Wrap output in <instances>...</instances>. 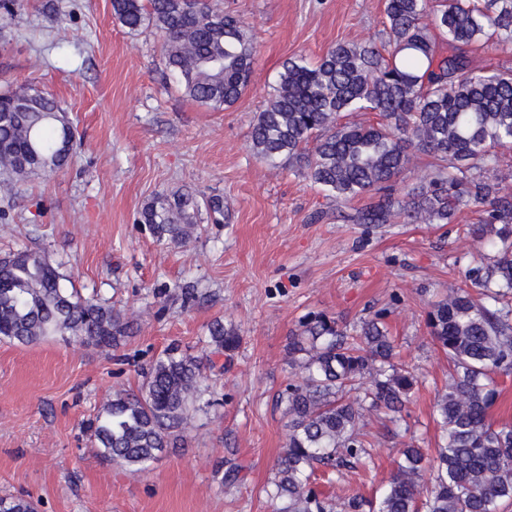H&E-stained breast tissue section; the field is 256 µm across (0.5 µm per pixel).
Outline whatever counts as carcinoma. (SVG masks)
Instances as JSON below:
<instances>
[{
	"mask_svg": "<svg viewBox=\"0 0 512 512\" xmlns=\"http://www.w3.org/2000/svg\"><path fill=\"white\" fill-rule=\"evenodd\" d=\"M387 52L374 42L338 43L317 62L285 61L250 131L253 154L270 165L303 170L328 195L368 203L343 219L352 224H450L469 208L468 233L495 251L493 262L463 269L465 287L426 313V326L448 356V385L431 418L441 431L435 453L399 449L395 470L375 498L340 500L320 490L344 468L370 472L362 431L367 415L402 414L418 376L396 362L395 341L377 312L348 333L324 312L307 314L288 336L290 379L277 395L288 439L265 488L276 512H503L512 506V424L491 417L512 373V192L480 176L512 150V67L479 69L471 53L488 42L512 50V0H383ZM127 32L163 37L162 62L183 95L222 111L247 90L255 44L238 15L208 0H112ZM441 30V51L430 27ZM369 110L379 120L338 123L343 112ZM65 110L52 95L22 84L0 96V191L57 172L74 148L60 153ZM432 159L420 183H407L412 157ZM224 216L219 196L192 190L156 192L139 222L156 241L187 242L201 211ZM71 278L35 250L0 258V339L21 344L60 336L112 347L132 323L112 307L67 286ZM213 352L231 359L237 328L209 327ZM204 360L171 347L142 371L135 391L118 390L87 432L98 454L144 474L184 432L208 388ZM355 396H349V393ZM0 512H35L30 500L0 496Z\"/></svg>",
	"mask_w": 512,
	"mask_h": 512,
	"instance_id": "carcinoma-1",
	"label": "carcinoma"
}]
</instances>
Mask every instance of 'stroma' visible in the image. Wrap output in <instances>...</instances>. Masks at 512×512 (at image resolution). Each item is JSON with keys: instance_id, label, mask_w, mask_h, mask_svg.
<instances>
[{"instance_id": "1", "label": "stroma", "mask_w": 512, "mask_h": 512, "mask_svg": "<svg viewBox=\"0 0 512 512\" xmlns=\"http://www.w3.org/2000/svg\"><path fill=\"white\" fill-rule=\"evenodd\" d=\"M209 3L239 14L257 48L248 89L221 112L177 89L161 38L128 34L112 0H15L0 25V92L29 83L53 94L79 137L62 171L0 196V256L45 252L84 296L134 323L114 350L0 341V495L32 498L37 512H274L264 488L288 434L274 397L290 377L288 334L311 311L350 328L384 312L398 362L419 373L397 425L366 418L369 474L343 470L327 493L374 497L397 448L438 441L431 412L448 359L425 316L463 287L467 263L493 256L467 233L476 213L451 224H349L342 213L363 199L336 201L298 168L261 162L249 144L283 62L381 41L382 0ZM180 186L223 197L224 217H203L186 245L169 247L137 217L152 194ZM218 318L242 344L232 362L212 356L210 403L192 413L177 447L141 475L101 460L87 421L113 391L137 389L141 368L171 344L209 354ZM233 465L239 473L225 482Z\"/></svg>"}]
</instances>
